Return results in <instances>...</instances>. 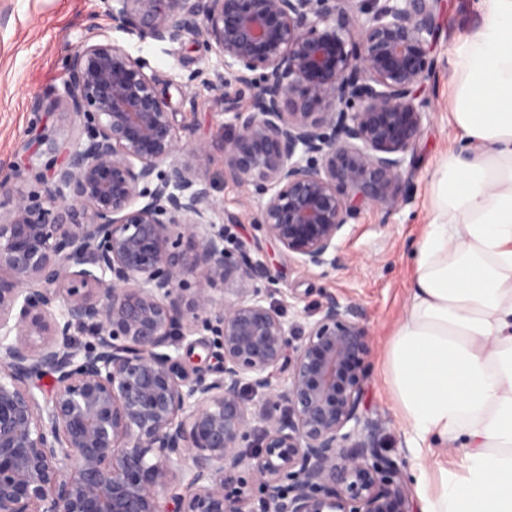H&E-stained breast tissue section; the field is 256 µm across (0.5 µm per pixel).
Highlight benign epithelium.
<instances>
[{"label":"benign epithelium","mask_w":512,"mask_h":512,"mask_svg":"<svg viewBox=\"0 0 512 512\" xmlns=\"http://www.w3.org/2000/svg\"><path fill=\"white\" fill-rule=\"evenodd\" d=\"M441 2L103 0L123 33L215 50L210 89L253 91L226 165L304 272L345 264L364 208L412 202ZM95 37L30 103L64 106L78 136L24 145L0 177V512H413L365 407L359 307L328 294L298 324L272 305L270 268L226 246L238 218L213 221L208 150L179 140L171 84ZM28 176L45 196L13 186Z\"/></svg>","instance_id":"1"}]
</instances>
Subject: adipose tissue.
<instances>
[{
    "label": "adipose tissue",
    "mask_w": 512,
    "mask_h": 512,
    "mask_svg": "<svg viewBox=\"0 0 512 512\" xmlns=\"http://www.w3.org/2000/svg\"><path fill=\"white\" fill-rule=\"evenodd\" d=\"M458 47L463 146L432 179L405 313L387 351L401 419L463 472L420 473L421 512H512V0H482Z\"/></svg>",
    "instance_id": "adipose-tissue-1"
}]
</instances>
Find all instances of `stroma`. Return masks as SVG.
I'll list each match as a JSON object with an SVG mask.
<instances>
[{"instance_id": "obj_1", "label": "stroma", "mask_w": 512, "mask_h": 512, "mask_svg": "<svg viewBox=\"0 0 512 512\" xmlns=\"http://www.w3.org/2000/svg\"><path fill=\"white\" fill-rule=\"evenodd\" d=\"M476 0H442L441 29L433 54L437 68L423 96L430 122L419 141L409 180L413 201L398 213L365 209L347 224L338 239L346 264L336 270L313 269L302 274L264 236L254 216L256 204L228 175L224 139L230 108L249 107L252 92L231 88L229 96L205 84L222 63L215 52L194 39L169 45L113 30L102 0H0V172H10L23 159L19 145L47 134L73 138L77 128L62 110L34 112L30 101L62 89L68 58L89 28L112 38L133 56L143 58L163 81L183 87L185 98H174L176 131L185 141L202 143L210 152L207 176L213 184L216 224L225 216L239 217L235 233L254 245L256 258H268L274 277L272 302L287 318L306 323L316 319L323 296L355 302L362 310L370 336L369 387L366 403L372 418L383 425L381 443L389 456L402 461L405 478L417 466L430 476L440 469L458 470L461 453L430 452L401 421L388 391L383 368L388 341L403 316L414 277L411 252L430 221V183L448 151L461 144L452 119L456 82L453 62L463 39L480 24Z\"/></svg>"}]
</instances>
